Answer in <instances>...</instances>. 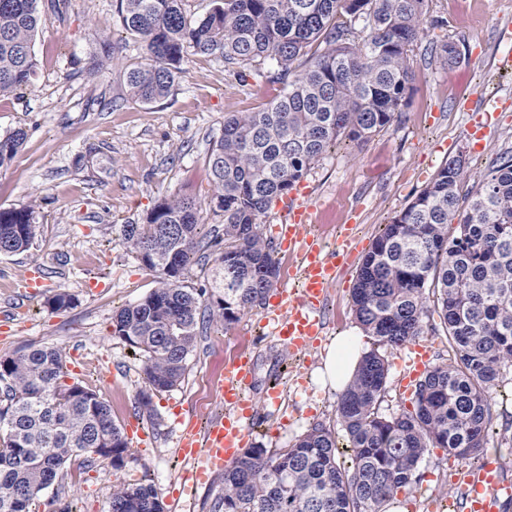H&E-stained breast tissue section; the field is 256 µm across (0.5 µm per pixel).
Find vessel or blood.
Here are the masks:
<instances>
[{
  "mask_svg": "<svg viewBox=\"0 0 512 512\" xmlns=\"http://www.w3.org/2000/svg\"><path fill=\"white\" fill-rule=\"evenodd\" d=\"M309 221L308 207H293L288 223L275 228L281 249L298 256L302 266V288L295 293L277 289L265 310L267 319L275 324L279 344L292 353L318 344L325 330L323 308L329 290L335 286L341 266L353 254L352 239L346 236L337 255H325L320 240L306 232ZM252 371L250 357L236 356L226 367L220 387L223 416L210 427L205 442H198L192 431L183 433L180 448L193 463L189 475L192 482L204 481L209 474L223 470L245 447L254 407L243 400L242 392L252 384ZM454 482L461 491L462 512H498L501 502L512 498V483L503 480L496 466L489 463L477 470L460 468Z\"/></svg>",
  "mask_w": 512,
  "mask_h": 512,
  "instance_id": "b4317fda",
  "label": "vessel or blood"
}]
</instances>
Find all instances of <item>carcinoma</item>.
I'll use <instances>...</instances> for the list:
<instances>
[{
  "label": "carcinoma",
  "instance_id": "carcinoma-1",
  "mask_svg": "<svg viewBox=\"0 0 512 512\" xmlns=\"http://www.w3.org/2000/svg\"><path fill=\"white\" fill-rule=\"evenodd\" d=\"M184 0H119L126 33L147 57L125 68L130 98H165L189 54L224 61L258 81L270 60L282 93L257 112L224 119L208 167L214 214L224 233L200 234L201 203L162 199L143 224L122 225V244L158 274L157 287L120 309L112 336L144 359L152 394L177 386L207 323L224 326L264 304L278 278L273 247L258 220L328 149L361 144L390 126L410 89L409 54L427 22L429 0H213L201 17ZM46 19L38 0H0V97L37 73L35 36ZM367 32L356 41V31ZM25 132L0 135V167ZM467 162L448 158L396 214L364 256L351 292L353 312L375 348L366 352L336 407L350 466L336 461V431L317 424L287 448H248L224 468L212 512H383L413 489L426 451L468 459L485 446L492 389L512 367V154L503 155L475 193L464 190ZM34 206L0 208V255L22 253L37 237ZM213 258L208 286L185 284L193 265ZM454 352L429 369L415 409L379 412L388 369L381 347L419 335L428 304ZM61 350L29 346L0 355V512H35L67 461L122 467L128 442L92 388L61 382ZM111 512H164L150 483L112 491Z\"/></svg>",
  "mask_w": 512,
  "mask_h": 512
}]
</instances>
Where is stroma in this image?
Returning <instances> with one entry per match:
<instances>
[{
  "mask_svg": "<svg viewBox=\"0 0 512 512\" xmlns=\"http://www.w3.org/2000/svg\"><path fill=\"white\" fill-rule=\"evenodd\" d=\"M46 17L35 42L40 66L22 97L0 98V134L23 129L22 149L0 167V208L35 205L41 224L33 246L0 255V354L20 348L53 346L66 361L65 383L82 381L110 405L112 418L125 426L139 419L150 442L131 447L122 468L108 463L85 467L69 460L56 483L43 492L39 512H57L74 502L79 512H108L115 487L151 483L165 512H209L224 486L223 473L181 493L187 464L178 455L184 424L205 425L223 406L215 386L225 364L240 351L255 362L250 397L258 409L251 442L276 449L291 445L312 425H335L338 393L321 387L316 370L325 343L359 331L351 289L359 268L351 262L341 283L331 288L325 309L322 345L289 357L267 329L262 308L241 315L231 326L215 322L202 333L174 389L152 396V416L136 403L145 387L143 363L112 336V316L157 285L121 242L126 224H141L160 199L183 195L201 201L213 186L207 159L230 112H253L276 99L280 82L242 80L204 55H192L170 93L144 105L126 92L124 70L141 56L122 28L117 0H67L53 12L39 0ZM425 24L411 54V91L394 122L365 144L348 141L330 148L291 189L312 209L314 231L334 243L342 226L353 225L361 248H368L386 224L432 180L448 157L464 154L467 185L502 155L512 154V73L503 68L512 54V0H430ZM111 59L100 63L102 40ZM456 43L465 60L451 66L440 55ZM494 98L482 143L468 135L472 108ZM44 272L37 294L25 289L32 267ZM100 288L89 287V279ZM67 292L75 304L52 311L48 301ZM405 347L385 349L388 392L382 409L412 411L413 395L403 393ZM279 380V409L264 405L267 382ZM492 432L486 451L496 452L504 479L512 482V369L492 391ZM456 457L429 449L419 470L422 483L399 492L402 512H438L443 498H459L450 479Z\"/></svg>",
  "mask_w": 512,
  "mask_h": 512,
  "instance_id": "stroma-1",
  "label": "stroma"
}]
</instances>
